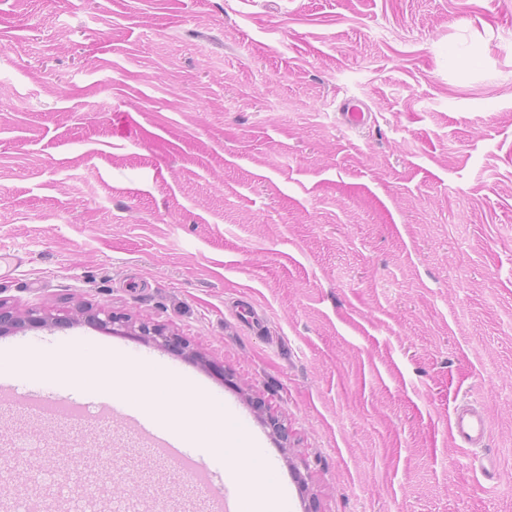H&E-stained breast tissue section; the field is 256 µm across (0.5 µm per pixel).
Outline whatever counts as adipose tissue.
Segmentation results:
<instances>
[{"label": "adipose tissue", "instance_id": "adipose-tissue-1", "mask_svg": "<svg viewBox=\"0 0 512 512\" xmlns=\"http://www.w3.org/2000/svg\"><path fill=\"white\" fill-rule=\"evenodd\" d=\"M10 364L32 374L50 373L66 381L95 385L125 396L133 404L177 432L186 446H238L241 437L226 427L222 410L209 398L155 366L130 364L117 354L84 356L81 351L50 348L18 356L0 354V365Z\"/></svg>", "mask_w": 512, "mask_h": 512}]
</instances>
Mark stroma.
<instances>
[{
    "instance_id": "obj_1",
    "label": "stroma",
    "mask_w": 512,
    "mask_h": 512,
    "mask_svg": "<svg viewBox=\"0 0 512 512\" xmlns=\"http://www.w3.org/2000/svg\"><path fill=\"white\" fill-rule=\"evenodd\" d=\"M0 85V303L58 320L0 349L179 366L245 418L288 512H512V0H0ZM100 306L194 357L70 324ZM81 487L95 512L232 489L121 417L0 397V512ZM340 111L346 124L352 128L364 125L369 116L367 106L358 99L344 100ZM452 438L461 448L480 447L486 438L487 422L484 415L474 408L455 410L448 419Z\"/></svg>"
}]
</instances>
